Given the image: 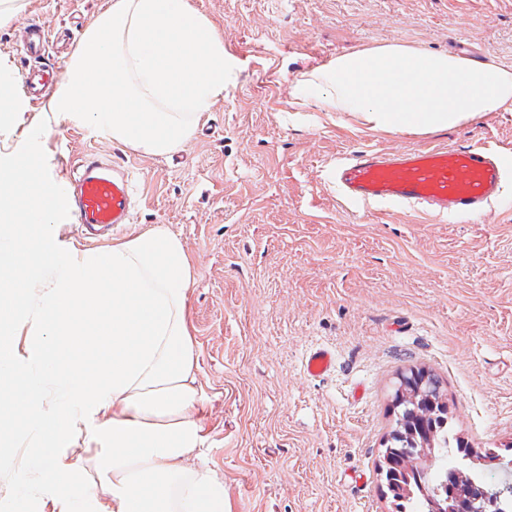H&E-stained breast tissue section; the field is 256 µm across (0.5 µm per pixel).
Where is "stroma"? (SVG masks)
I'll list each match as a JSON object with an SVG mask.
<instances>
[{
	"instance_id": "stroma-1",
	"label": "stroma",
	"mask_w": 512,
	"mask_h": 512,
	"mask_svg": "<svg viewBox=\"0 0 512 512\" xmlns=\"http://www.w3.org/2000/svg\"><path fill=\"white\" fill-rule=\"evenodd\" d=\"M24 2L0 29V58L20 73L28 23L76 44L111 0ZM187 2L216 25L236 76L182 149L144 155L65 121L41 144L62 182L90 152L126 167L138 203L116 238L160 224L182 239L204 461L227 512H392L379 465L411 369L443 379L454 433L512 460V177L482 213L449 223L363 211L330 178L368 147L480 140L512 160V112L413 136L292 95L310 69L388 43L445 53L461 40L512 66V0ZM317 347L336 366L314 378Z\"/></svg>"
}]
</instances>
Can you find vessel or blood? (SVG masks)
Segmentation results:
<instances>
[{
	"mask_svg": "<svg viewBox=\"0 0 512 512\" xmlns=\"http://www.w3.org/2000/svg\"><path fill=\"white\" fill-rule=\"evenodd\" d=\"M512 164L489 145H432L392 154L373 148L340 157L331 169L339 193L349 204L369 210L385 204L406 208L433 220L472 214L497 199ZM71 214L86 234L101 235L129 223L134 188L122 168L90 154L80 158L65 189ZM333 353L313 350L309 376L332 371Z\"/></svg>",
	"mask_w": 512,
	"mask_h": 512,
	"instance_id": "obj_1",
	"label": "vessel or blood"
}]
</instances>
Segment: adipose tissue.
I'll list each match as a JSON object with an SVG mask.
<instances>
[{"label":"adipose tissue","instance_id":"adipose-tissue-1","mask_svg":"<svg viewBox=\"0 0 512 512\" xmlns=\"http://www.w3.org/2000/svg\"><path fill=\"white\" fill-rule=\"evenodd\" d=\"M294 96L425 135L512 112V66L384 44L305 73ZM28 110L0 61V461L22 447L28 472L49 471L52 512H224L203 460L194 265L160 225L102 251L62 241L65 200L21 132Z\"/></svg>","mask_w":512,"mask_h":512}]
</instances>
